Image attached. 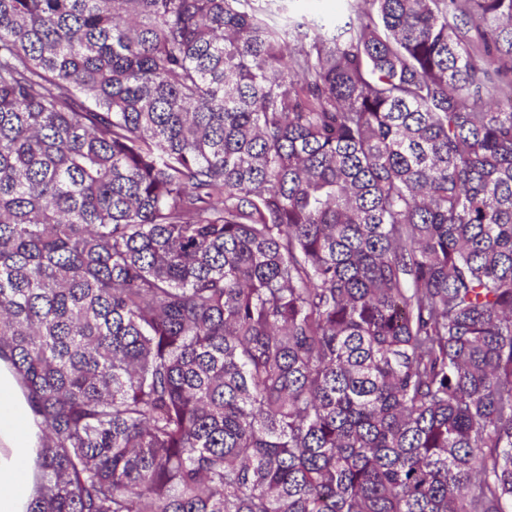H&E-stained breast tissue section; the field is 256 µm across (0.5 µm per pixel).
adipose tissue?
I'll return each instance as SVG.
<instances>
[{"mask_svg": "<svg viewBox=\"0 0 512 512\" xmlns=\"http://www.w3.org/2000/svg\"><path fill=\"white\" fill-rule=\"evenodd\" d=\"M41 436L13 367L0 359V512H27L40 479Z\"/></svg>", "mask_w": 512, "mask_h": 512, "instance_id": "adipose-tissue-1", "label": "adipose tissue"}]
</instances>
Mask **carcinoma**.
<instances>
[{"instance_id":"carcinoma-1","label":"carcinoma","mask_w":512,"mask_h":512,"mask_svg":"<svg viewBox=\"0 0 512 512\" xmlns=\"http://www.w3.org/2000/svg\"><path fill=\"white\" fill-rule=\"evenodd\" d=\"M0 0L28 512H512V0ZM283 3L288 7L290 14L303 15L308 19L319 20L347 13L345 0H288Z\"/></svg>"}]
</instances>
